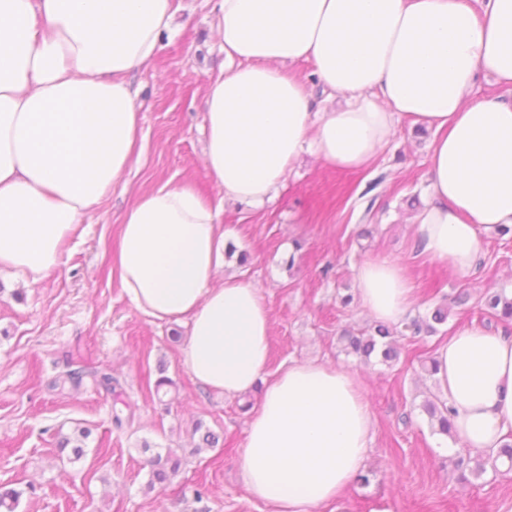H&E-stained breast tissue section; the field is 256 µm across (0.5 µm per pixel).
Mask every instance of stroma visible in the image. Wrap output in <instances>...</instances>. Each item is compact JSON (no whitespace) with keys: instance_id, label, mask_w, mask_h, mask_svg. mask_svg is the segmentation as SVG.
Returning <instances> with one entry per match:
<instances>
[{"instance_id":"1","label":"stroma","mask_w":512,"mask_h":512,"mask_svg":"<svg viewBox=\"0 0 512 512\" xmlns=\"http://www.w3.org/2000/svg\"><path fill=\"white\" fill-rule=\"evenodd\" d=\"M174 31L152 64L135 71L141 88V158L126 184L93 208L68 244L60 267L40 281L0 277V485L21 490L17 512H270L243 481L239 459L259 392L226 398L204 391L180 363L179 322L139 312L112 276V248L123 211L158 183L194 181L219 190L202 168L205 84L224 63L212 28V0H179ZM426 126L403 118L363 170H335L303 155L278 197L264 208L224 207L236 252L226 271L261 291L271 316L269 372L291 362L342 367L362 381L373 420L367 481L320 512H512V471L460 481L452 441L433 433L421 409L433 389L421 369L456 329L503 330L485 312V292H512V234L485 237L468 273L422 254L413 214L429 198ZM400 263L413 312L448 307L431 335L394 334L400 357L362 361L339 350L343 329L373 327L354 299L355 272L368 260ZM465 304H456L460 292ZM350 304H342L343 296ZM111 373L122 403L92 384L55 386L82 368ZM175 383L157 399L155 382ZM219 437L206 448L196 423ZM90 431L76 462L59 449L75 428ZM174 450L179 473L148 489L150 453Z\"/></svg>"}]
</instances>
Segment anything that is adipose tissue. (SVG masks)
Returning a JSON list of instances; mask_svg holds the SVG:
<instances>
[{
	"label": "adipose tissue",
	"mask_w": 512,
	"mask_h": 512,
	"mask_svg": "<svg viewBox=\"0 0 512 512\" xmlns=\"http://www.w3.org/2000/svg\"><path fill=\"white\" fill-rule=\"evenodd\" d=\"M174 0H0V274L40 280L60 266L84 216L122 180L139 145L130 74L170 32ZM224 67L205 93L203 169L140 193L119 225L112 269L152 321L185 319L181 362L205 390L262 387L240 459L273 512H316L362 471L372 417L360 379L296 362L264 381L271 317L258 288L225 272V204L263 205L293 162L368 165L408 118L436 133L431 201L415 214L422 254L471 270L483 236L512 230V98L472 99L480 78L512 88V0H216ZM307 61L344 105L316 106L285 67ZM375 319L414 303L401 266L355 274ZM433 380L453 410L457 448L512 437V337L463 327L438 347Z\"/></svg>",
	"instance_id": "ef3b65f1"
}]
</instances>
